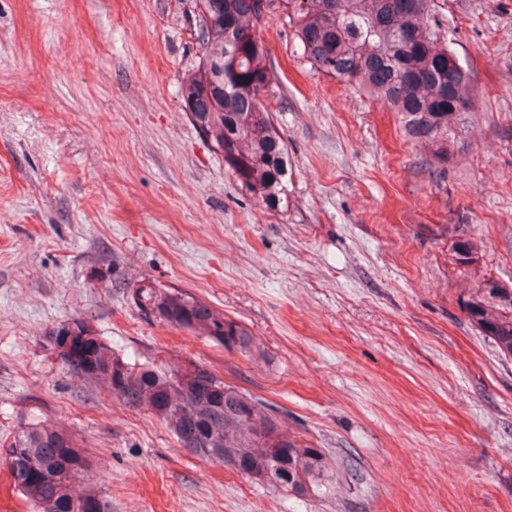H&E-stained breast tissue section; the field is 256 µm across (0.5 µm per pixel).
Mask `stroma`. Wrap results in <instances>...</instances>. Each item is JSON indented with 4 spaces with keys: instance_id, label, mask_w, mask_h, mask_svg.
I'll return each mask as SVG.
<instances>
[{
    "instance_id": "obj_1",
    "label": "stroma",
    "mask_w": 512,
    "mask_h": 512,
    "mask_svg": "<svg viewBox=\"0 0 512 512\" xmlns=\"http://www.w3.org/2000/svg\"><path fill=\"white\" fill-rule=\"evenodd\" d=\"M474 76L442 176L395 113L317 71L286 14L260 35L288 146L268 210L189 120L193 0H0V446L48 420L108 512H512V357L459 306L512 283V0H434ZM480 240L476 273L448 227ZM149 279L261 339L267 361L145 316ZM87 317L116 351L207 366L340 471L299 500L185 452L153 414L71 377L49 334ZM481 247L463 224H452L448 227V259L450 264L460 270L469 271L479 264Z\"/></svg>"
}]
</instances>
